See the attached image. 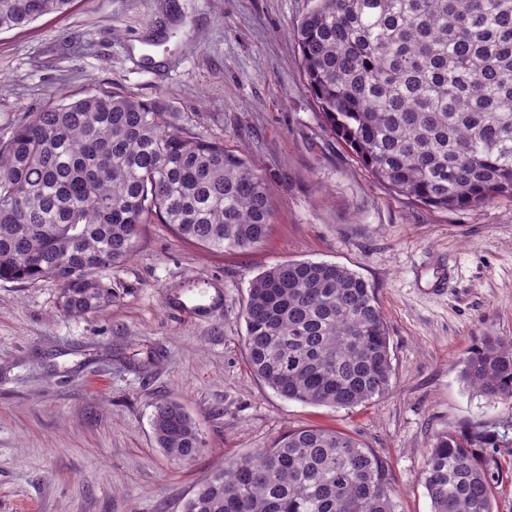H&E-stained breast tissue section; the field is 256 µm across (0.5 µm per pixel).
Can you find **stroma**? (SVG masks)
Segmentation results:
<instances>
[{
    "label": "stroma",
    "instance_id": "35a3bbf8",
    "mask_svg": "<svg viewBox=\"0 0 512 512\" xmlns=\"http://www.w3.org/2000/svg\"><path fill=\"white\" fill-rule=\"evenodd\" d=\"M311 0H72L0 32V138L28 113L102 87L163 98L180 124L244 154L264 176L266 241L209 252L165 224L102 275L111 306L56 309L52 281L0 282V512H184L225 459L317 426L357 438L388 467L397 512H432L422 470L434 435L512 427V403L461 378L487 335L512 338V200L437 209L378 182L326 127L292 29ZM286 260L331 262L375 290L392 389L355 409L278 396L251 371L242 309L252 281ZM448 269L445 293L428 291ZM204 316L179 312L187 280ZM196 420L204 450L169 459L156 402ZM495 512H512V446L488 451Z\"/></svg>",
    "mask_w": 512,
    "mask_h": 512
}]
</instances>
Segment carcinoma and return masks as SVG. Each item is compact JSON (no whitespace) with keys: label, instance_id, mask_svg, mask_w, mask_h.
I'll return each mask as SVG.
<instances>
[{"label":"carcinoma","instance_id":"1","mask_svg":"<svg viewBox=\"0 0 512 512\" xmlns=\"http://www.w3.org/2000/svg\"><path fill=\"white\" fill-rule=\"evenodd\" d=\"M70 3L0 0V31ZM293 37L327 128L379 182L438 209L512 199V0H312ZM273 214L250 162L179 125L162 98L98 88L0 138V281L55 282L67 315L112 304L101 271L133 255L144 224L245 252L265 242ZM242 317L250 369L284 399L350 409L392 387L375 291L343 266L271 267L252 282ZM461 377L512 402V338L483 337ZM151 426L174 461L203 451L174 400L156 403ZM423 479L432 512H494L487 459L454 430L425 449ZM184 512H396V502L381 458L310 426L224 460Z\"/></svg>","mask_w":512,"mask_h":512}]
</instances>
